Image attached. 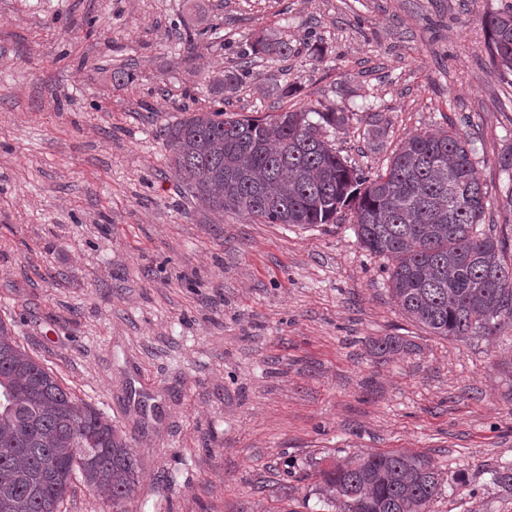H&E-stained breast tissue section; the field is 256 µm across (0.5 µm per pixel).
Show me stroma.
I'll list each match as a JSON object with an SVG mask.
<instances>
[{
    "instance_id": "stroma-1",
    "label": "stroma",
    "mask_w": 512,
    "mask_h": 512,
    "mask_svg": "<svg viewBox=\"0 0 512 512\" xmlns=\"http://www.w3.org/2000/svg\"><path fill=\"white\" fill-rule=\"evenodd\" d=\"M505 3L0 0V323L133 449L128 512H334L321 469L397 450L443 478L426 512H512L488 476L512 460V330L408 319L350 218L208 212L165 135L219 108L345 112L328 138L373 176L453 123L488 192L481 229L512 250V72L481 25ZM260 35L291 54L222 89ZM386 336L406 348L374 356Z\"/></svg>"
}]
</instances>
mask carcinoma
<instances>
[{
    "label": "carcinoma",
    "mask_w": 512,
    "mask_h": 512,
    "mask_svg": "<svg viewBox=\"0 0 512 512\" xmlns=\"http://www.w3.org/2000/svg\"><path fill=\"white\" fill-rule=\"evenodd\" d=\"M492 65L512 71V4L482 18ZM284 41L258 37L243 60L286 56ZM345 112L306 106L265 118L193 113L167 131L168 162L208 211L263 224H334L346 209L371 253L391 262L401 310L436 336L491 337L512 328V253L478 231L487 191L471 141L455 125L420 131L374 178L326 136ZM396 337L373 343L386 356ZM81 479L112 507L134 491L137 459L112 424L80 403L0 325V512H60ZM339 512H424L442 479L424 455L379 452L322 473ZM512 492V463L492 472Z\"/></svg>",
    "instance_id": "cac0c4a2"
}]
</instances>
